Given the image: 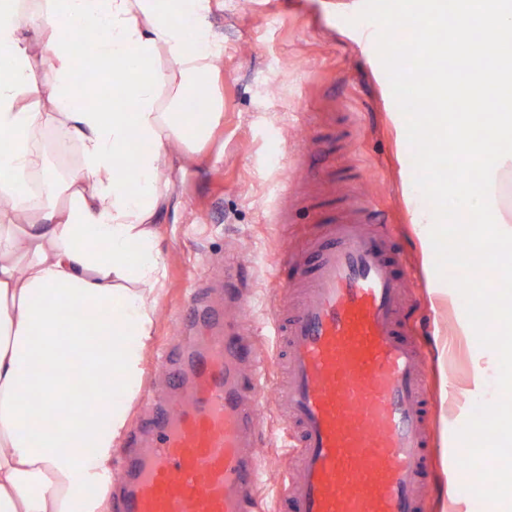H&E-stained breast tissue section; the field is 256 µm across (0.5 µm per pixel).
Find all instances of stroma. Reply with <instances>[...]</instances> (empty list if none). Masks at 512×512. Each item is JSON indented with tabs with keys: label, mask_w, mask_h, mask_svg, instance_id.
<instances>
[{
	"label": "stroma",
	"mask_w": 512,
	"mask_h": 512,
	"mask_svg": "<svg viewBox=\"0 0 512 512\" xmlns=\"http://www.w3.org/2000/svg\"><path fill=\"white\" fill-rule=\"evenodd\" d=\"M208 18L224 47V120L212 140L179 174L178 208L160 217L166 277L156 297L152 332L141 362V389L168 390L162 348L181 341L180 306L204 285L224 288V268H237L252 289V338L271 354L274 305L291 288L279 274L289 255L320 236L321 217L339 211L351 189L371 199L373 222L410 272L406 297L420 332L434 407L435 460L427 512H474V495L451 458L448 434L463 427L478 402L498 398L497 370L473 386V364L460 325L461 299L430 288L414 210L430 204L414 186L404 126L391 118V86L365 24L351 25L363 0H223ZM270 375L259 407L264 437L259 512H276L291 471L274 406Z\"/></svg>",
	"instance_id": "stroma-1"
}]
</instances>
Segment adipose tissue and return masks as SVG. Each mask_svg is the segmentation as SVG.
<instances>
[{
    "mask_svg": "<svg viewBox=\"0 0 512 512\" xmlns=\"http://www.w3.org/2000/svg\"><path fill=\"white\" fill-rule=\"evenodd\" d=\"M211 0H0V512H99L166 275L170 171L224 117ZM87 31L76 58L74 30ZM48 63L35 79L34 56ZM109 80L86 104L77 61ZM51 111H43V101ZM77 152L61 178L38 143ZM146 147L135 171L121 158ZM98 397L84 403L85 391ZM68 398L70 413L51 411ZM41 413H34V402ZM83 449L75 457L74 449Z\"/></svg>",
    "mask_w": 512,
    "mask_h": 512,
    "instance_id": "obj_1",
    "label": "adipose tissue"
}]
</instances>
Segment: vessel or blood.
<instances>
[{"mask_svg":"<svg viewBox=\"0 0 512 512\" xmlns=\"http://www.w3.org/2000/svg\"><path fill=\"white\" fill-rule=\"evenodd\" d=\"M371 221L368 201L353 199L292 262L303 296L274 315L273 359L252 348L251 298L234 271L223 307L202 288L183 303L195 334L171 361L170 400L145 399L119 453L114 512H254L272 362L286 373L278 409L294 470L279 512H425L434 450L423 350L407 325V276Z\"/></svg>","mask_w":512,"mask_h":512,"instance_id":"b4317fda","label":"vessel or blood"}]
</instances>
